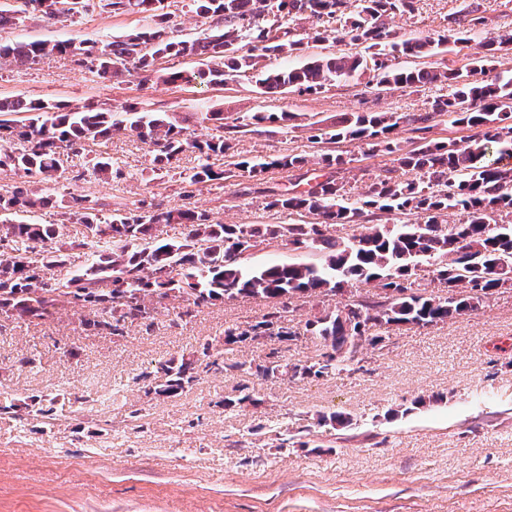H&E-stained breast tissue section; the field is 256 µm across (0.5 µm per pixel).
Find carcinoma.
Returning <instances> with one entry per match:
<instances>
[{
	"label": "carcinoma",
	"instance_id": "obj_1",
	"mask_svg": "<svg viewBox=\"0 0 512 512\" xmlns=\"http://www.w3.org/2000/svg\"><path fill=\"white\" fill-rule=\"evenodd\" d=\"M163 0H105L114 13L156 12ZM415 0H359L356 12L350 0H191V9L203 18L216 19V26L192 42L175 41L164 28H146L113 40L98 49L72 42L49 45L44 42L0 44V60L31 65L53 53L94 57L98 73L119 77L136 72L154 75L158 58L172 52L220 58L223 66L197 73L210 83L224 77L256 72L261 93L291 89L318 93L340 78L353 76L371 62L376 85L415 89L446 83L452 92L439 98L428 112L400 116L387 112L346 113L336 130L314 136L316 141L338 143L360 140L367 152L392 157L400 168L415 178H379L369 190L354 197L345 184L331 175L306 180V188L286 191L270 207L289 213L306 211L317 216L314 224H220L205 212L190 208L153 209L139 214L116 213L109 224L95 222V207L87 198H74L66 215L75 216L88 229L78 246L88 250L89 265L64 282H53L48 271L63 263L52 249L58 237L55 224L14 222L10 215L32 211L51 199L31 190L17 188L0 195V238L8 239L10 253L0 254V315L20 319H43L61 303L91 307L98 313L93 322L112 336H124L127 325L152 318L155 305L166 300L190 308L207 306L217 300L240 296H261L271 311L261 320L243 328L224 330V344L252 341L254 336H275L291 340L296 332L288 327L279 304L284 298L301 295H343L358 283L375 284L379 300L351 301L343 308L325 310L305 322V332L324 343L327 351L305 364L282 365L272 361L257 372L269 376L288 374L293 378H319L343 370L348 358L336 353L359 343L373 327L412 323L433 325L480 308L493 292L512 287V224L499 223L495 215L512 214V77L496 75L477 78L488 70L497 54L512 48V31L479 42V65L470 69L422 67L403 69L395 63L401 55L434 56L448 44L470 43L484 17L473 8L453 17L448 33L438 38L396 39L390 20L414 12ZM88 0H13L0 8L5 24H15L36 13L45 18L73 16L87 10ZM276 9V20L263 22L266 8ZM302 17L316 29L324 19L343 22L336 41L348 40L363 46L368 57L344 53L321 57L301 68L273 70L264 61L270 54H291L302 49L303 38L288 21ZM27 114L20 122L13 114ZM446 116L448 124L465 127L473 134L461 145L454 140L432 137L435 118ZM255 123L285 124L293 120L288 112L251 115ZM412 126L418 146L403 150L395 139L402 124ZM246 124H225L222 134L200 143L185 137L166 115L155 112H127L113 118L112 107L88 105L70 108L64 104L0 98V170L41 176L57 182L65 171L62 153L73 154L88 143L107 140L121 130H130L157 147V161L168 164L188 148L205 156H228L237 134ZM19 143L15 147L12 142ZM495 158H490V155ZM305 159L288 155L264 162L247 159L230 162L235 169L254 178L270 168L300 169ZM103 180L121 177L109 159L93 165ZM224 178V171L209 163L194 168L188 177L192 185ZM377 210L389 215L413 211L424 218L416 224H373L358 234L353 231L366 213ZM457 209L466 220L452 228L439 218ZM184 224L188 232L181 241L161 238L163 224ZM112 249H107V240ZM286 241L297 248L321 253L316 263H289L250 267L242 255L274 241ZM421 263L435 267L437 280L448 288L438 295L413 279ZM209 345L202 357L169 360L154 370V393L176 396L210 371Z\"/></svg>",
	"mask_w": 512,
	"mask_h": 512
}]
</instances>
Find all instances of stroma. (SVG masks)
Here are the masks:
<instances>
[{
	"mask_svg": "<svg viewBox=\"0 0 512 512\" xmlns=\"http://www.w3.org/2000/svg\"><path fill=\"white\" fill-rule=\"evenodd\" d=\"M187 0H165L167 32L193 40L209 28ZM485 18L483 32L512 29V0H416L412 14L395 18L400 37L438 36L450 18L470 9ZM150 13L116 14L102 0L84 13L28 19L0 31L1 42H89L103 46L135 29L153 26ZM338 20L323 24L322 41L290 55L267 58L268 68H299L337 50ZM196 56L157 61L158 78L98 74L70 54L38 63L0 64V98L83 106L107 102L116 115L158 112L184 121L188 137L204 140L221 125L255 112H291L286 126L263 123L239 138L247 159L306 157L318 167L323 143L313 142L344 113H420L445 85L400 91L372 84L371 73L342 79L319 93L258 94L254 78L224 85H173L164 75L206 67ZM344 163L334 171L352 195L364 194L392 169L391 157L370 155L363 142L338 145ZM112 158L121 177L101 181L94 158ZM134 133L87 144L73 159L84 178L65 171L52 193L98 200L99 223L115 210L187 207L225 224H306L307 213L285 214L269 202L290 189L300 172L272 168L261 179L242 174L188 185L204 155L186 151L166 165ZM34 221L57 224L64 255L53 268L66 280L87 263L78 248L85 228L65 221L57 203ZM313 249L278 241L247 253L250 266L313 262ZM343 296L291 299L286 318L297 336L261 343H224L225 328L261 320L260 297L217 301L177 317L172 302L154 318L116 337L88 326L89 309L64 305L43 320L0 316V512H512V288L496 290L476 312L436 325L374 328L382 349L362 344L349 370L319 378L262 376L272 361L303 363L322 350L304 334L306 321L343 306ZM218 370L201 375L180 395L152 393V371L171 359L196 358L203 344ZM248 393L258 406L225 408L224 399ZM55 396L53 415L39 411ZM344 414L348 422L328 421Z\"/></svg>",
	"mask_w": 512,
	"mask_h": 512,
	"instance_id": "1",
	"label": "stroma"
}]
</instances>
